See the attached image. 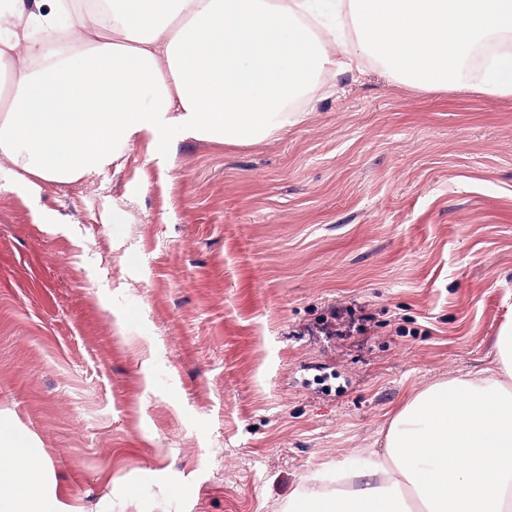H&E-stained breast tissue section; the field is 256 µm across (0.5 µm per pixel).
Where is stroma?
<instances>
[{
  "label": "stroma",
  "instance_id": "35a3bbf8",
  "mask_svg": "<svg viewBox=\"0 0 512 512\" xmlns=\"http://www.w3.org/2000/svg\"><path fill=\"white\" fill-rule=\"evenodd\" d=\"M251 145L132 144L39 190L0 163V428L53 512H282L512 322V96L377 60Z\"/></svg>",
  "mask_w": 512,
  "mask_h": 512
}]
</instances>
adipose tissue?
<instances>
[{"label": "adipose tissue", "mask_w": 512, "mask_h": 512, "mask_svg": "<svg viewBox=\"0 0 512 512\" xmlns=\"http://www.w3.org/2000/svg\"><path fill=\"white\" fill-rule=\"evenodd\" d=\"M59 2L0 10V159L33 187L105 172L145 137L164 148L272 138L306 117V78L359 68V42L395 80L460 90L470 53L500 46L480 87L512 95V0H333L350 36L323 23L317 0H107L54 49L28 41L30 27L61 30ZM496 348L492 366L414 393L365 481L320 512H512V325ZM27 443L0 428V512L49 510Z\"/></svg>", "instance_id": "obj_1"}]
</instances>
